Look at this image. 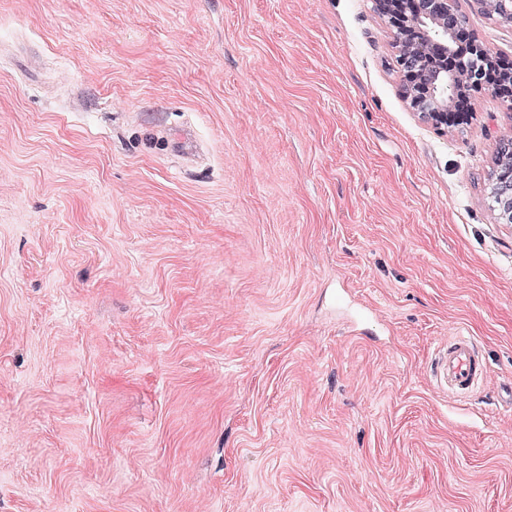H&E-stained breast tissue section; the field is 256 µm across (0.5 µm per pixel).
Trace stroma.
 I'll use <instances>...</instances> for the list:
<instances>
[{
    "label": "stroma",
    "instance_id": "1",
    "mask_svg": "<svg viewBox=\"0 0 512 512\" xmlns=\"http://www.w3.org/2000/svg\"><path fill=\"white\" fill-rule=\"evenodd\" d=\"M400 85L375 0H0V512H512V113ZM498 155L503 161L508 160L510 170L507 176H502L494 181L492 195L495 201L493 210L496 211V218L501 224H512V135L500 138L497 148ZM486 376L483 356L471 336L457 334L436 364V378L458 397L472 394Z\"/></svg>",
    "mask_w": 512,
    "mask_h": 512
}]
</instances>
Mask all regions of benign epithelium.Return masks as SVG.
Wrapping results in <instances>:
<instances>
[{
    "mask_svg": "<svg viewBox=\"0 0 512 512\" xmlns=\"http://www.w3.org/2000/svg\"><path fill=\"white\" fill-rule=\"evenodd\" d=\"M379 14L390 26L397 50L396 64L404 78L403 94L418 118L434 130L444 133L472 119L470 112H451L465 91L496 92L494 85L511 80L490 74L485 65L491 55L477 40H471V60L448 66L452 41L465 29V19L451 0H375ZM493 199L496 218L512 224V170L494 181Z\"/></svg>",
    "mask_w": 512,
    "mask_h": 512,
    "instance_id": "1",
    "label": "benign epithelium"
}]
</instances>
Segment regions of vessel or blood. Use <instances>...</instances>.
Here are the masks:
<instances>
[{"instance_id": "1", "label": "vessel or blood", "mask_w": 512, "mask_h": 512, "mask_svg": "<svg viewBox=\"0 0 512 512\" xmlns=\"http://www.w3.org/2000/svg\"><path fill=\"white\" fill-rule=\"evenodd\" d=\"M486 376L483 356L472 337L457 334L449 337L448 345L436 364L440 384L459 397L472 394Z\"/></svg>"}]
</instances>
